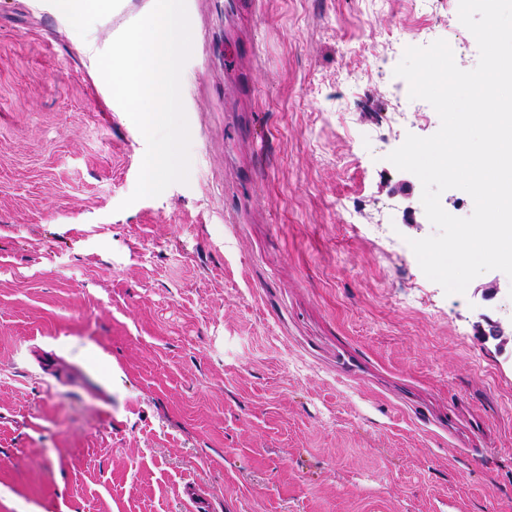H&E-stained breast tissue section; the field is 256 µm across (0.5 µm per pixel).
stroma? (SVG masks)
I'll use <instances>...</instances> for the list:
<instances>
[{
  "instance_id": "1",
  "label": "stroma",
  "mask_w": 512,
  "mask_h": 512,
  "mask_svg": "<svg viewBox=\"0 0 512 512\" xmlns=\"http://www.w3.org/2000/svg\"><path fill=\"white\" fill-rule=\"evenodd\" d=\"M153 5L0 0V512H512V279L429 280L387 159L440 127L406 47L478 62L459 0H186L189 181L123 210L95 58Z\"/></svg>"
}]
</instances>
